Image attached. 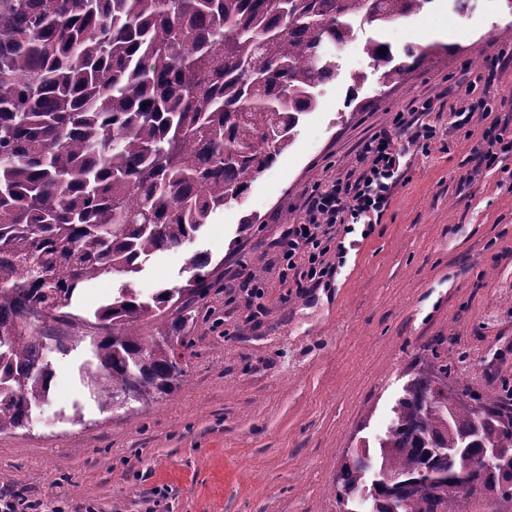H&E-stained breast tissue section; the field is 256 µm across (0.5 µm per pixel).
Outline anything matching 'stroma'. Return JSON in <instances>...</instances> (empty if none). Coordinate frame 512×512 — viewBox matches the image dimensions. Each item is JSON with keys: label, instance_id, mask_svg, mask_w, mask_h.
Masks as SVG:
<instances>
[{"label": "stroma", "instance_id": "stroma-1", "mask_svg": "<svg viewBox=\"0 0 512 512\" xmlns=\"http://www.w3.org/2000/svg\"><path fill=\"white\" fill-rule=\"evenodd\" d=\"M456 39L432 31V7L336 49L291 146L243 202L212 213L187 248L139 273L78 288V337L51 353L50 399L28 428L0 433V497L23 512H342L332 491L355 448L377 450L403 387L433 344L463 356L459 386L512 389V152L485 166L482 134L512 128V13L502 0L448 8ZM446 43L450 52L383 83L362 51ZM433 99L437 138L408 149L405 181L380 221L356 225L339 274L320 283L283 272L275 246L315 183L346 173L363 141L413 101ZM486 101L459 128L455 114ZM256 216L253 224L245 216ZM208 253V286L182 334L184 374L168 395L100 409L78 369L93 312L122 284L142 297L185 283ZM257 276L253 303L243 283Z\"/></svg>", "mask_w": 512, "mask_h": 512}]
</instances>
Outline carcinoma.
Returning a JSON list of instances; mask_svg holds the SVG:
<instances>
[{
	"label": "carcinoma",
	"mask_w": 512,
	"mask_h": 512,
	"mask_svg": "<svg viewBox=\"0 0 512 512\" xmlns=\"http://www.w3.org/2000/svg\"><path fill=\"white\" fill-rule=\"evenodd\" d=\"M432 0H0V432L24 427L49 398L48 352L67 340L27 327L66 312L81 285L141 271L192 242L291 145L318 89L336 78L328 44ZM386 43L363 52L392 82L448 46ZM149 299L130 288L94 312L87 385L106 409L168 394L181 377L171 342L194 319L208 259ZM152 327L148 334L141 326ZM454 362L431 349L393 408L379 457L354 449L339 503L378 476L374 512H464L458 479L492 465L479 490L512 489V403L455 389Z\"/></svg>",
	"instance_id": "obj_1"
}]
</instances>
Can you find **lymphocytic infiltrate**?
<instances>
[{"label":"lymphocytic infiltrate","mask_w":512,"mask_h":512,"mask_svg":"<svg viewBox=\"0 0 512 512\" xmlns=\"http://www.w3.org/2000/svg\"><path fill=\"white\" fill-rule=\"evenodd\" d=\"M393 130H401L408 143L428 151L437 135L435 126L415 116L396 113ZM393 130H381L362 145L358 169L347 171L325 185L314 186L303 205L299 222L282 233L280 259L284 271L305 264L311 280L330 278L338 271V260L347 255L339 237L341 229L381 216L402 174L401 152Z\"/></svg>","instance_id":"f902f5d3"}]
</instances>
